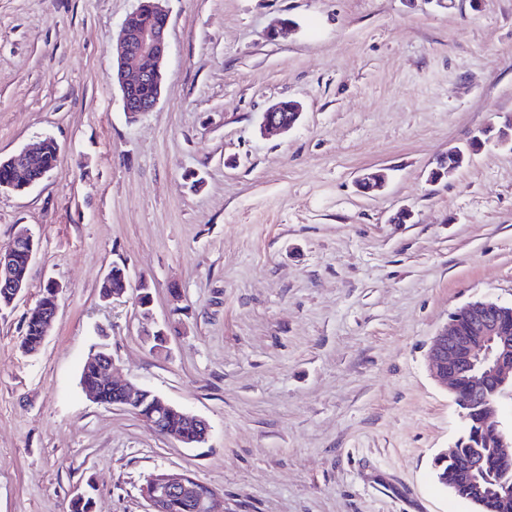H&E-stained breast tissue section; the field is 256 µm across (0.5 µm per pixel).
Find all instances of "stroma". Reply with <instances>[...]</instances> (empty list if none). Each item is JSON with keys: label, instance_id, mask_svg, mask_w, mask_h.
Masks as SVG:
<instances>
[{"label": "stroma", "instance_id": "35a3bbf8", "mask_svg": "<svg viewBox=\"0 0 512 512\" xmlns=\"http://www.w3.org/2000/svg\"><path fill=\"white\" fill-rule=\"evenodd\" d=\"M136 6L0 0V156L60 147L49 178L0 192V248L21 225L39 242L0 311V512H68L88 488L94 512H146L159 470L225 512H475L434 473L463 422L427 354L457 308L512 303V143L468 151L512 114V0H167L164 93L132 120L112 43ZM284 17L295 30L270 40ZM283 100L300 121L266 133ZM369 167L382 189L358 186ZM115 265L127 292L105 301ZM100 343L116 378L206 419L207 441L87 398ZM283 101L272 105L262 116V124L265 129L287 132L292 129L302 115V105L291 100L290 108H285ZM287 112V113H282ZM288 112L292 114L289 115ZM122 278L127 279V274L125 268L113 267L108 274L102 279L99 284V295L104 300H110L111 298H121L127 291L126 283L123 281L122 286L120 288H115L112 290V287H115L118 280ZM112 290V294H111ZM111 294V295H110ZM110 296V297H107ZM107 297V298H105ZM59 290V285L55 282H51L49 283L48 291L44 294L43 306L41 308L53 311L51 316L46 315L44 317L46 319V323L44 325V338L42 320L39 317V312L30 313L26 322L25 335L21 341V347L25 353L34 355L40 351L57 312V295Z\"/></svg>", "mask_w": 512, "mask_h": 512}]
</instances>
